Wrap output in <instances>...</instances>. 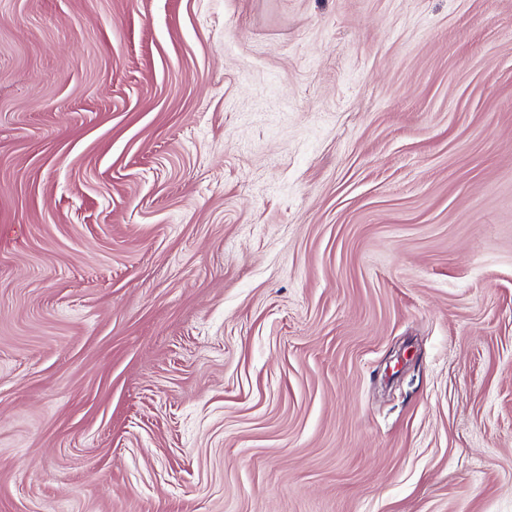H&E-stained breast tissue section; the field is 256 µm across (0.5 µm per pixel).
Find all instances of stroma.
<instances>
[{"mask_svg":"<svg viewBox=\"0 0 512 512\" xmlns=\"http://www.w3.org/2000/svg\"><path fill=\"white\" fill-rule=\"evenodd\" d=\"M0 512H512V0H0Z\"/></svg>","mask_w":512,"mask_h":512,"instance_id":"obj_1","label":"stroma"}]
</instances>
